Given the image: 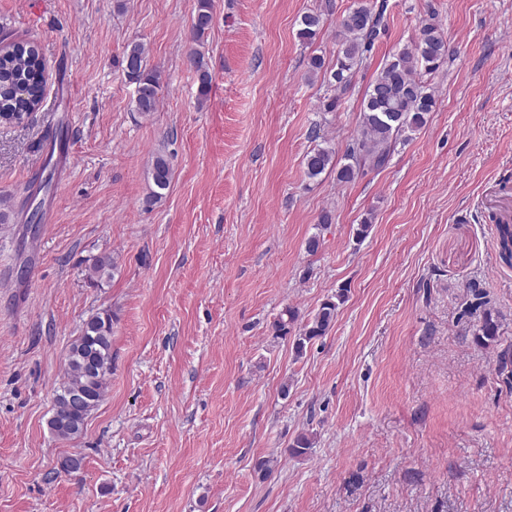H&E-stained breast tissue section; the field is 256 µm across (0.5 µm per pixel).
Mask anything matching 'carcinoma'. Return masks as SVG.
<instances>
[{
	"mask_svg": "<svg viewBox=\"0 0 512 512\" xmlns=\"http://www.w3.org/2000/svg\"><path fill=\"white\" fill-rule=\"evenodd\" d=\"M214 0H195V14L192 20L193 40L201 43L211 27ZM385 3L375 0H358L355 7L338 22L336 37L339 50L335 68L330 78L336 90L343 93L352 84L356 68L370 54L382 26ZM318 14H306L301 18L298 37L311 43L320 28ZM191 61L198 75V91L206 99L211 74L200 50L191 52ZM448 42L434 15L422 21L419 36L387 59L377 76L369 84L363 99L357 135L349 144L344 160L338 165L336 151L331 147L311 149L304 157L305 174L315 179L327 170L336 171V179L349 183L365 175L369 170L381 169L390 161L395 144L404 134L420 128L426 123V115L435 104L433 91L417 78L421 71L431 73L447 62ZM126 76L136 84L135 107L148 114L156 110L160 74L147 64V53L143 43L132 41L123 53ZM46 64L38 45L32 42H11L0 50V114L27 112L40 103L45 94ZM385 112H396L399 122L387 124L382 121ZM172 166L168 156L154 157L149 177L151 179L148 200L161 201L164 191L171 183ZM500 256L506 263L512 262V226L499 224ZM116 264L109 256L93 259L87 269L89 281L100 286L112 279ZM470 293L475 300L473 307L482 309L480 325L475 339L487 345L498 337L499 316L489 306L483 289L473 287ZM345 301V289L336 292L335 298L323 301L320 308L295 337L294 349L299 356L308 343L322 337L336 318L339 305ZM297 318L296 311L284 308L273 321L276 335L286 336L290 325ZM112 314L105 311L89 317L82 326L81 334L70 345L67 367L62 383L54 398V413L48 421L50 431L60 440H74L84 430L89 412L77 407L78 401H85L96 407L102 401L107 388V378L112 371Z\"/></svg>",
	"mask_w": 512,
	"mask_h": 512,
	"instance_id": "cac0c4a2",
	"label": "carcinoma"
}]
</instances>
